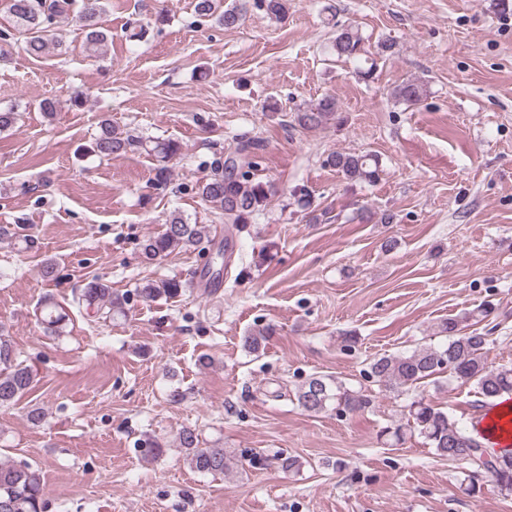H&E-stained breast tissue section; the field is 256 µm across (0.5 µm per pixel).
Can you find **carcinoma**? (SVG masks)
<instances>
[{"mask_svg":"<svg viewBox=\"0 0 512 512\" xmlns=\"http://www.w3.org/2000/svg\"><path fill=\"white\" fill-rule=\"evenodd\" d=\"M0 0V14L5 15L25 35V50L40 56L55 46L53 25L64 16H72L85 33V50L90 56L101 54L102 47L112 35L104 29L99 18L104 12L101 0ZM259 7L277 20L288 14L287 0H259ZM196 13L200 17L215 14L214 0H197ZM244 7L230 4L217 15L219 23L233 28L242 20ZM332 50L339 57L357 59L363 52V38L355 27L336 32ZM425 95L423 85L412 80L394 91L398 100L408 105L418 104ZM340 119L339 105L332 95L323 96L317 103L298 112L294 121L302 128H318ZM259 143L240 140L234 152L215 162L211 173L197 187V194L217 206L226 224H250L266 210L272 196L269 183L254 177L256 150ZM180 143L173 139H150L138 133L121 129L106 117L98 122V129L83 153L99 158H112L130 152L143 151L156 159L154 185L162 189L171 180L170 159L180 153ZM325 163L352 182L373 183L379 178L378 157L368 152H336L327 156ZM208 228L191 224L182 214L174 212L165 222V229L146 238L141 245L144 258L149 261L163 258L177 249L199 244L207 236ZM11 238L26 249L34 247V240L23 233L21 224H1L0 239ZM187 284L177 278L149 281L138 288V294L148 300L174 299L186 292ZM73 303L98 319H112L125 314L128 296L112 293V289L95 277L75 293ZM39 321L52 336L64 333L68 314L53 298L46 295L37 308ZM468 318H450L439 327L445 342L438 348L426 347L399 355H381L370 364V373L380 385L390 390L408 391L426 379L449 372V377L474 384L482 405L504 395H512V368L492 369L486 358L487 334L466 331L462 323ZM274 328L266 326L241 337V346L248 353L259 352ZM35 381L31 367L17 361L10 343L0 337V406H9L28 393ZM298 405L310 413L328 410L357 412L369 405V400L325 376L309 377L296 391ZM408 416L414 428L433 448L435 454L451 463H461L469 471L487 470L500 492L512 493V449L491 455L483 443L484 437L468 429L448 412L423 400L408 405ZM184 449L183 459L190 469L204 475L224 473L228 457L222 448H201L198 435L192 429L183 430L178 437ZM43 477L39 469L28 463L0 460V512H43Z\"/></svg>","mask_w":512,"mask_h":512,"instance_id":"obj_1","label":"carcinoma"}]
</instances>
